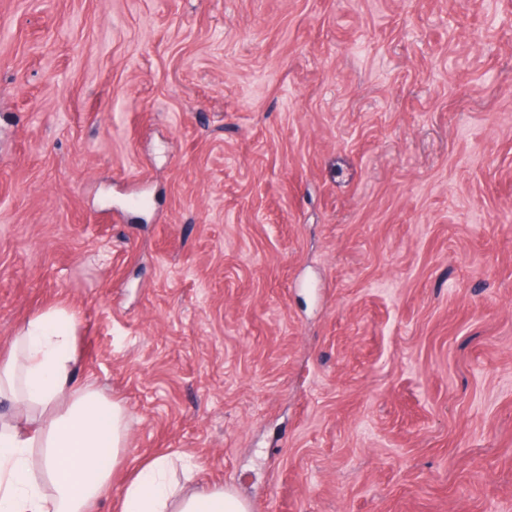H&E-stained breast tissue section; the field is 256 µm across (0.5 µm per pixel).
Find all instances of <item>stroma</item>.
<instances>
[{"mask_svg": "<svg viewBox=\"0 0 512 512\" xmlns=\"http://www.w3.org/2000/svg\"><path fill=\"white\" fill-rule=\"evenodd\" d=\"M58 303L123 469L512 512V0H0V350Z\"/></svg>", "mask_w": 512, "mask_h": 512, "instance_id": "stroma-1", "label": "stroma"}]
</instances>
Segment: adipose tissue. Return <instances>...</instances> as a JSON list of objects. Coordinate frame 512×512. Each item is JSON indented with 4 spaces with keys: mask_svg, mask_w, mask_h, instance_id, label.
I'll return each instance as SVG.
<instances>
[{
    "mask_svg": "<svg viewBox=\"0 0 512 512\" xmlns=\"http://www.w3.org/2000/svg\"><path fill=\"white\" fill-rule=\"evenodd\" d=\"M77 316L43 310L0 354V397L14 405L0 420V512H250L232 491L191 477L178 481L169 455L140 463L113 493L115 464L129 446L125 408L79 383Z\"/></svg>",
    "mask_w": 512,
    "mask_h": 512,
    "instance_id": "adipose-tissue-1",
    "label": "adipose tissue"
}]
</instances>
